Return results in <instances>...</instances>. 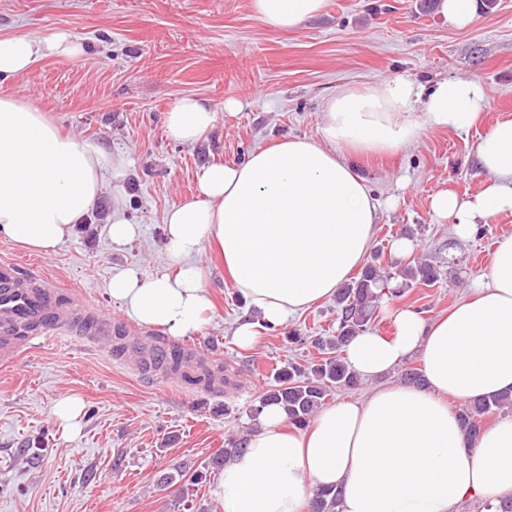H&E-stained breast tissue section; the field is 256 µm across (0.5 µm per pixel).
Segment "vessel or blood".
<instances>
[{
	"instance_id": "b4317fda",
	"label": "vessel or blood",
	"mask_w": 512,
	"mask_h": 512,
	"mask_svg": "<svg viewBox=\"0 0 512 512\" xmlns=\"http://www.w3.org/2000/svg\"><path fill=\"white\" fill-rule=\"evenodd\" d=\"M111 333V318L80 301H62L59 290L39 274L15 260H0L1 360L13 359L45 336H78L95 345Z\"/></svg>"
}]
</instances>
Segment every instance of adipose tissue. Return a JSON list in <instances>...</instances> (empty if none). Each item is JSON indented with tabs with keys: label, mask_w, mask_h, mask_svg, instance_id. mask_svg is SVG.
Wrapping results in <instances>:
<instances>
[{
	"label": "adipose tissue",
	"mask_w": 512,
	"mask_h": 512,
	"mask_svg": "<svg viewBox=\"0 0 512 512\" xmlns=\"http://www.w3.org/2000/svg\"><path fill=\"white\" fill-rule=\"evenodd\" d=\"M326 0H249L253 14L288 31L320 16ZM60 32L44 41L0 37V79L26 74L37 57L78 56ZM483 86L450 77L425 84L400 76L326 97L321 142L293 137L238 161L207 164L197 193L164 217L169 271L114 274L108 293L139 323L179 337L198 332L210 307L205 274L193 259L217 247L231 287L258 313L234 331L252 347L259 323L285 326L333 297L361 266L374 240L379 202L355 160L415 144L424 128L463 130L480 117ZM216 114L191 95L165 116L171 137L198 141ZM485 175L469 198L435 195L433 212L458 237L512 213V119L496 121L476 145ZM128 158L62 134L45 111L0 97V236L49 254L93 209L109 176ZM420 357L425 383L389 381ZM347 359L370 389L324 407L306 430L288 428L277 405L264 406L244 451L226 460L220 512H304L318 487L339 495V512H461L473 499L512 497V419L469 440L448 402L467 403L512 389V236L494 249L484 282L446 314H392L388 335L366 331Z\"/></svg>",
	"instance_id": "obj_1"
}]
</instances>
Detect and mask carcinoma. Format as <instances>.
Here are the masks:
<instances>
[{
    "mask_svg": "<svg viewBox=\"0 0 512 512\" xmlns=\"http://www.w3.org/2000/svg\"><path fill=\"white\" fill-rule=\"evenodd\" d=\"M382 253L373 256V261L362 268L360 276L345 284L336 293V321L338 322L336 336L329 341V347H324V341L315 338L311 345L319 352L329 351L310 369L291 366L276 373L275 384L272 385L259 399V404L276 402L283 405L288 414V424L296 428H305L313 416L325 405L326 398L333 389H355L360 385L359 378L352 370L346 358L342 356L347 343L357 334L371 326L376 301L383 295L400 297L403 291L388 287L383 280L380 267L375 261ZM404 276L422 285L432 286L439 279L436 265L426 259H420L415 265L404 271ZM153 363L166 364L170 370L180 374L189 382L199 384L212 378L210 373H202L192 377L182 371L183 360L175 353L166 359H153ZM512 411V392H504L491 398L482 399L463 406L457 410L467 435L476 439L484 430V418L490 415H505ZM243 437L231 438L225 442L224 450L215 455L209 466L219 468L224 460L242 450ZM202 472H189L178 465L174 471L161 476V483L167 488L182 492L184 484L201 480ZM338 495L329 488H319L314 491L309 501V512H336Z\"/></svg>",
    "mask_w": 512,
    "mask_h": 512,
    "instance_id": "cac0c4a2",
    "label": "carcinoma"
}]
</instances>
